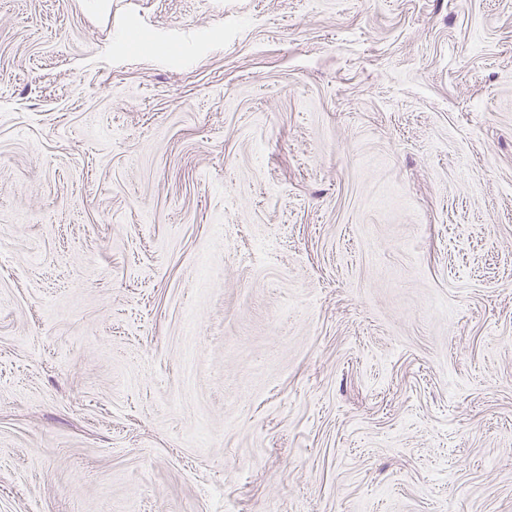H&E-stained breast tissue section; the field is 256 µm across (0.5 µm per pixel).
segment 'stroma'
I'll use <instances>...</instances> for the list:
<instances>
[{
	"mask_svg": "<svg viewBox=\"0 0 512 512\" xmlns=\"http://www.w3.org/2000/svg\"><path fill=\"white\" fill-rule=\"evenodd\" d=\"M0 512H512V0H0Z\"/></svg>",
	"mask_w": 512,
	"mask_h": 512,
	"instance_id": "1",
	"label": "stroma"
}]
</instances>
